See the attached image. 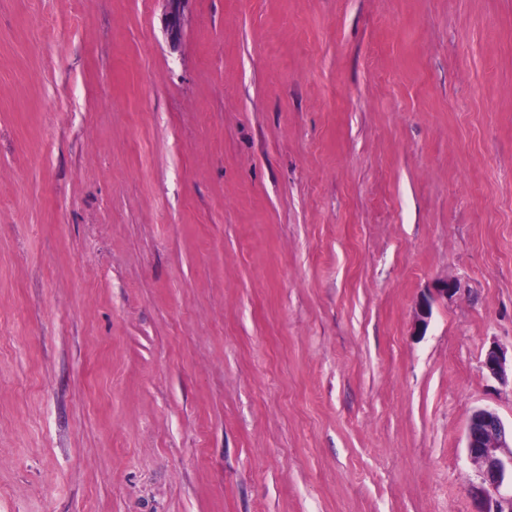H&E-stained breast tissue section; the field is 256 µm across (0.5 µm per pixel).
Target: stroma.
Listing matches in <instances>:
<instances>
[{"instance_id":"obj_1","label":"stroma","mask_w":512,"mask_h":512,"mask_svg":"<svg viewBox=\"0 0 512 512\" xmlns=\"http://www.w3.org/2000/svg\"><path fill=\"white\" fill-rule=\"evenodd\" d=\"M167 11L0 0V512H473L512 0Z\"/></svg>"}]
</instances>
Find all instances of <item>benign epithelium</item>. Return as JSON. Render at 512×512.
Instances as JSON below:
<instances>
[{"mask_svg":"<svg viewBox=\"0 0 512 512\" xmlns=\"http://www.w3.org/2000/svg\"><path fill=\"white\" fill-rule=\"evenodd\" d=\"M169 3L167 28L176 41L185 0H169ZM483 367L492 377L504 383L508 381L507 358L501 349L490 348ZM466 449L479 470V481L469 488L479 505L478 512H512V428H507L495 412L478 409L468 425Z\"/></svg>","mask_w":512,"mask_h":512,"instance_id":"7a95c632","label":"benign epithelium"}]
</instances>
